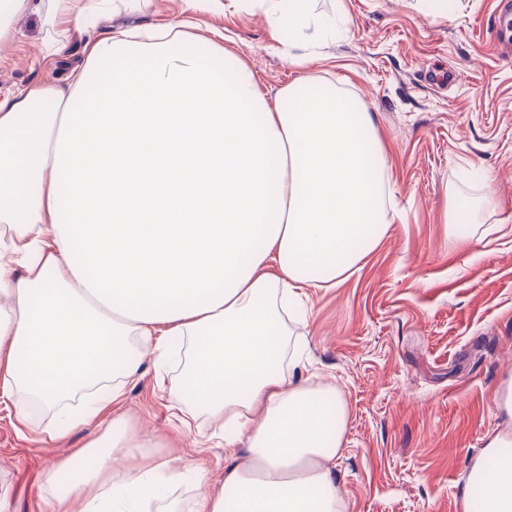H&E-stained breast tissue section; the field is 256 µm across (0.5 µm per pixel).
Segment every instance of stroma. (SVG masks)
I'll list each match as a JSON object with an SVG mask.
<instances>
[{"instance_id":"35a3bbf8","label":"stroma","mask_w":512,"mask_h":512,"mask_svg":"<svg viewBox=\"0 0 512 512\" xmlns=\"http://www.w3.org/2000/svg\"><path fill=\"white\" fill-rule=\"evenodd\" d=\"M112 0L105 24L158 33L175 16L248 64L275 93L299 73L335 85L371 112L387 153L395 217L360 271L333 288H308L290 322L301 340L297 379L335 388L347 403L340 450L328 460L349 512H461L468 469L512 419L492 396L512 371V58L499 55V0H453L448 15L419 0H313L303 35L311 61L288 63L264 0ZM72 24L27 11L0 40V97L66 85L83 67ZM468 197L470 223L445 219L451 195ZM176 360L143 358L114 404L158 430L186 480L166 472L147 512H190L193 473L224 469V437L205 415L174 417L162 383ZM54 414L19 423L0 405V497L9 512H47L46 473L97 429L53 441Z\"/></svg>"}]
</instances>
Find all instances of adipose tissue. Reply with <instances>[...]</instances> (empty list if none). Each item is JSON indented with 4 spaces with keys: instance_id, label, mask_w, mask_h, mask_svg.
Wrapping results in <instances>:
<instances>
[{
    "instance_id": "obj_1",
    "label": "adipose tissue",
    "mask_w": 512,
    "mask_h": 512,
    "mask_svg": "<svg viewBox=\"0 0 512 512\" xmlns=\"http://www.w3.org/2000/svg\"><path fill=\"white\" fill-rule=\"evenodd\" d=\"M67 88L0 98V397L18 420L86 394L100 434L53 466L95 468L55 495L127 512L171 467L162 437L102 412L142 350L181 343L169 387L243 444L192 512H348L328 460L347 404L284 370L283 314L306 288L349 279L387 235L391 188L370 112L299 76L267 99L245 63L218 67L169 25L160 40L89 33ZM466 483L481 512H512V432L492 437Z\"/></svg>"
}]
</instances>
